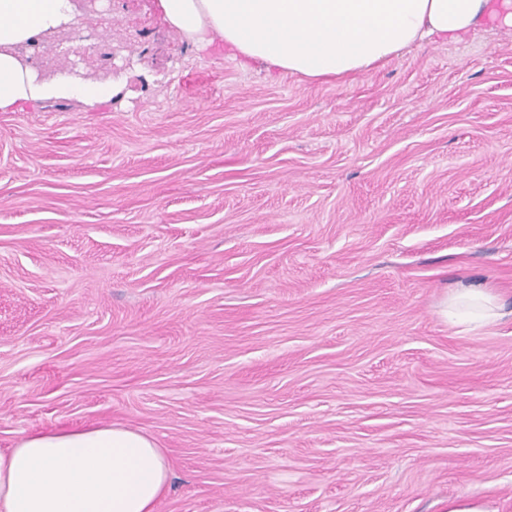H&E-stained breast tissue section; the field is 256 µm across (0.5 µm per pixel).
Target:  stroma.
I'll return each mask as SVG.
<instances>
[{
	"instance_id": "35a3bbf8",
	"label": "stroma",
	"mask_w": 512,
	"mask_h": 512,
	"mask_svg": "<svg viewBox=\"0 0 512 512\" xmlns=\"http://www.w3.org/2000/svg\"><path fill=\"white\" fill-rule=\"evenodd\" d=\"M79 4L38 65L127 81L0 112V450L143 430L157 512H512V31L311 83ZM495 297L478 284L460 283L448 295L442 314L453 325L480 328L504 317Z\"/></svg>"
}]
</instances>
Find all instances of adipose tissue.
Segmentation results:
<instances>
[{
	"mask_svg": "<svg viewBox=\"0 0 512 512\" xmlns=\"http://www.w3.org/2000/svg\"><path fill=\"white\" fill-rule=\"evenodd\" d=\"M162 21L198 50L309 81H348L429 38L458 41L476 28H512V0H156ZM77 0H0V112L50 100L95 107L119 83L65 71L43 75L29 51L71 35ZM450 324L498 321L495 297L461 283L443 304ZM170 485L168 461L147 433L123 425L41 431L0 450V512H156Z\"/></svg>",
	"mask_w": 512,
	"mask_h": 512,
	"instance_id": "1",
	"label": "adipose tissue"
}]
</instances>
